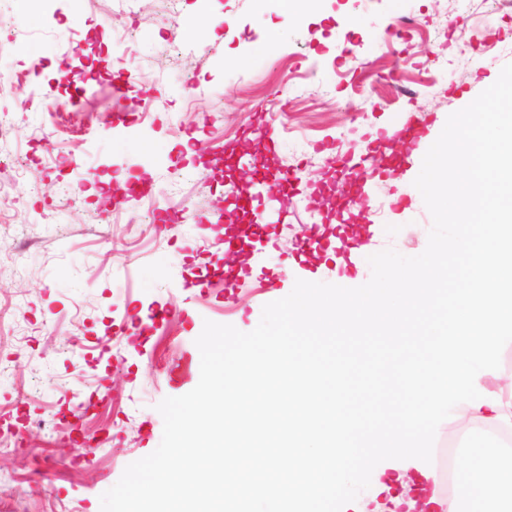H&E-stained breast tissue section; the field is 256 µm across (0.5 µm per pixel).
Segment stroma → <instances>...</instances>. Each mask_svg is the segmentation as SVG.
<instances>
[{"label": "stroma", "mask_w": 512, "mask_h": 512, "mask_svg": "<svg viewBox=\"0 0 512 512\" xmlns=\"http://www.w3.org/2000/svg\"><path fill=\"white\" fill-rule=\"evenodd\" d=\"M425 28L405 32L402 18ZM111 26H103L104 18ZM279 34L266 43L271 27ZM80 42L81 55L69 50ZM132 82L114 84L113 57ZM512 62V14L485 0H0V113L15 125L0 141V512H100L126 466L160 444L158 404L191 391L173 370L199 362L205 321L248 332L265 304L296 280L366 283L370 255L420 252L432 218L411 185L430 147L406 125L439 136ZM100 82L60 87L62 111L20 102L74 68ZM159 105L140 111L141 100ZM387 136L392 150L366 152ZM267 146L272 170L293 176L287 199L253 196L241 223L263 217L247 274L224 280V161L244 142ZM126 174L142 193L113 187L101 217L85 196L104 174ZM83 193L61 202L64 182ZM347 202L354 223L323 218L315 193ZM344 231L334 256L302 250L311 226ZM82 333L94 349L68 352ZM30 407L18 409L19 391ZM97 394L82 434L104 444L63 451L62 430L39 423ZM425 462L388 459L359 512H389L411 498Z\"/></svg>", "instance_id": "obj_1"}]
</instances>
